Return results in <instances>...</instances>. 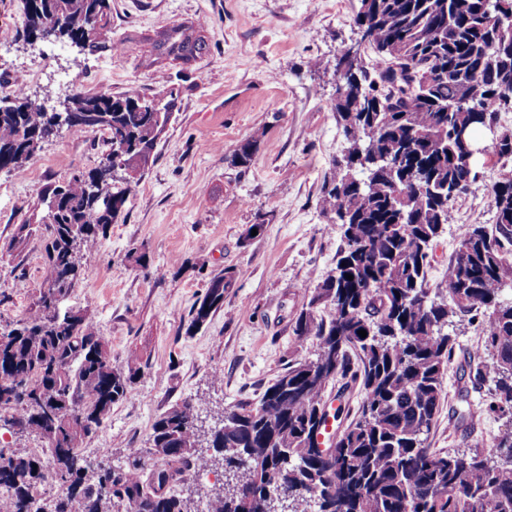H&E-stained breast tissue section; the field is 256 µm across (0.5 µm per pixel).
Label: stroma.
Returning a JSON list of instances; mask_svg holds the SVG:
<instances>
[{
	"label": "stroma",
	"mask_w": 512,
	"mask_h": 512,
	"mask_svg": "<svg viewBox=\"0 0 512 512\" xmlns=\"http://www.w3.org/2000/svg\"><path fill=\"white\" fill-rule=\"evenodd\" d=\"M105 49L69 40L30 42L23 0H0V99L28 98L65 111L67 82L80 91L151 95L174 90L172 116L125 211L97 247L58 313L85 308L116 363L137 355L141 373L126 398L88 439L86 455L108 467L129 449L148 451L154 422L187 398L202 434L244 402L258 403L288 359L317 349L297 339L296 316L336 265L342 245L320 198L332 162L346 147L336 121V68L360 39L358 0H112ZM188 24L207 44L185 64L155 60L152 41ZM257 137L250 168L228 158ZM104 135L64 131L20 168L0 171V325L24 319L48 273L38 194L100 165ZM478 178L453 204V223L433 246L426 286L446 285L464 225L492 224L493 186L512 175V158H479ZM261 225L247 236L250 225ZM228 269L236 285L209 323L188 331L189 310L211 273ZM447 332L454 354L445 398L428 434L434 451L491 447L512 414L489 410L492 377L474 379L490 359L478 352L481 327L462 315ZM481 411L480 423L460 421ZM209 478L187 473L174 492L188 512H204L224 486V458L207 443Z\"/></svg>",
	"instance_id": "stroma-1"
}]
</instances>
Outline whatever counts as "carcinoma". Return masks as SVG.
<instances>
[{
  "instance_id": "carcinoma-1",
  "label": "carcinoma",
  "mask_w": 512,
  "mask_h": 512,
  "mask_svg": "<svg viewBox=\"0 0 512 512\" xmlns=\"http://www.w3.org/2000/svg\"><path fill=\"white\" fill-rule=\"evenodd\" d=\"M31 2L29 34L96 51L112 27L110 0ZM355 23L367 29L373 59L336 87L344 170L324 181L321 196L343 247L293 327L300 339L314 337L317 350L288 360L256 407L238 405L213 430L210 447L239 489L216 494L208 512H267L273 484L288 488L291 512H512V428L496 439L493 455L425 446L454 351L443 327L458 314L484 317L479 348L491 364L475 378L492 374L490 409L512 413V301L499 299L500 287L512 283V260L501 253V239L512 236V182L493 187L494 225L464 227L446 287L425 288L433 244L458 198L453 189L477 178L460 166L456 133L466 131L476 147L484 120L512 110L495 85L500 77L512 84V0H359ZM153 48L159 60L187 64L205 41L180 24L158 33ZM69 102L64 113L30 100L0 106V171L20 167L65 127L107 134L99 167L40 195L43 204L56 202L42 217L48 274L28 317L0 327V412L46 442L61 487L52 512H187L172 485L210 464L196 447V404L185 399L153 424L161 463L136 448L112 468L111 492H103L102 477L89 476L83 443L125 398L140 361L116 363L88 310L56 312L122 215L133 173L148 163L171 117L173 92L78 91ZM475 104L486 116L473 112ZM257 150L258 140L244 139L230 161L246 169ZM235 283L232 271L211 274L187 331L224 307ZM336 378L360 384L363 399L323 458L313 428L326 421L324 393ZM45 480L31 449L0 448V512H30Z\"/></svg>"
}]
</instances>
